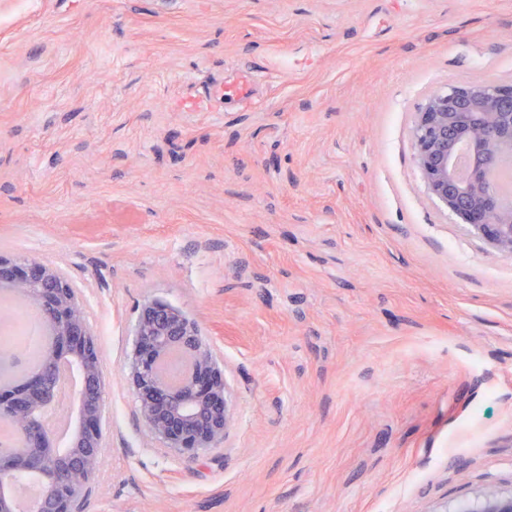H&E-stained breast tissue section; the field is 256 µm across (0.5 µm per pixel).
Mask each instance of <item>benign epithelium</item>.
<instances>
[{"mask_svg": "<svg viewBox=\"0 0 512 512\" xmlns=\"http://www.w3.org/2000/svg\"><path fill=\"white\" fill-rule=\"evenodd\" d=\"M413 138L429 194L512 258V203L499 201L482 177L490 163L512 160V85L473 83L432 95L418 112ZM463 143L471 159L460 177L453 161ZM0 291L27 299L42 313L52 336L44 357L54 368L52 376L28 374L20 387L0 381V412L19 437L9 454L0 455V479L37 480L32 512H76L77 499L99 470L105 440V381L95 335L76 288L39 257L0 255ZM174 354L184 365L176 381L165 370ZM125 369L140 417L165 447L197 456L224 441L234 421L224 370L180 308L157 299L142 303ZM43 409L72 422L66 444L46 429ZM62 446L69 458L60 464ZM35 448L44 449L37 464L31 460ZM471 512H512V496L490 494Z\"/></svg>", "mask_w": 512, "mask_h": 512, "instance_id": "obj_1", "label": "benign epithelium"}]
</instances>
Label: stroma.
<instances>
[{"label":"stroma","mask_w":512,"mask_h":512,"mask_svg":"<svg viewBox=\"0 0 512 512\" xmlns=\"http://www.w3.org/2000/svg\"><path fill=\"white\" fill-rule=\"evenodd\" d=\"M477 82L512 83V0H0V254L62 269L103 359L83 512L512 494V259L414 159L427 98ZM148 298L224 367L196 458L122 371Z\"/></svg>","instance_id":"stroma-1"}]
</instances>
